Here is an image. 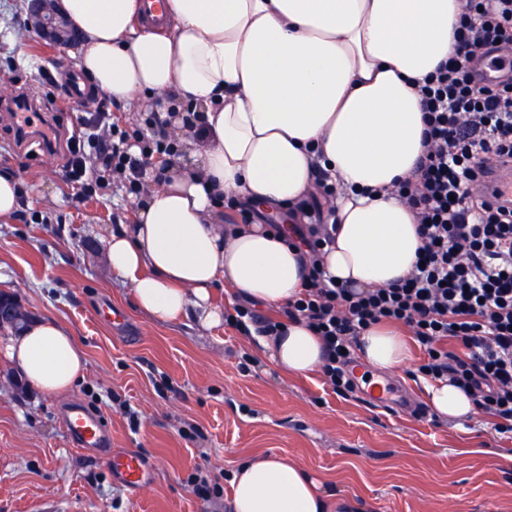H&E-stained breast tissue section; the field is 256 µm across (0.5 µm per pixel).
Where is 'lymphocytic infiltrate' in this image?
I'll return each instance as SVG.
<instances>
[{
    "label": "lymphocytic infiltrate",
    "mask_w": 512,
    "mask_h": 512,
    "mask_svg": "<svg viewBox=\"0 0 512 512\" xmlns=\"http://www.w3.org/2000/svg\"><path fill=\"white\" fill-rule=\"evenodd\" d=\"M427 149L395 191L413 208L420 262L387 288L355 292L321 267L335 225L320 208L293 230L309 256L305 289L287 317L306 320L325 344L322 372L334 389L350 391L348 367L360 333L392 321L408 326L428 359L424 379H448L476 410L512 435V200L485 188L495 171L512 166V0H465L455 26V51L417 87ZM102 98L66 142L67 182L85 192L126 174L129 193L153 154L176 155L164 122L150 113L132 131L112 123ZM461 348L453 353L445 341Z\"/></svg>",
    "instance_id": "1"
}]
</instances>
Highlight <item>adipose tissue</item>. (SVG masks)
<instances>
[{
	"label": "adipose tissue",
	"mask_w": 512,
	"mask_h": 512,
	"mask_svg": "<svg viewBox=\"0 0 512 512\" xmlns=\"http://www.w3.org/2000/svg\"><path fill=\"white\" fill-rule=\"evenodd\" d=\"M461 0H166L167 24L143 26L140 0H62L83 37L78 68L93 96L167 111L171 99L202 112L203 145L165 169L146 167L135 221L110 233L105 259L138 310L159 323L186 317L219 326L221 287L269 308L302 290L304 252L255 222L232 232L219 196L300 223L295 208L319 175L340 188L324 205L336 226L323 256L347 287L385 288L412 269L421 240L410 207L395 196L424 150L412 83L454 51ZM283 375L310 376L323 344L299 319L279 335L254 336ZM357 354L390 372L412 358L398 325L358 338ZM41 393L64 396L86 360L70 330L28 322L0 348ZM437 417L457 421L474 405L448 381L424 386ZM233 512H335L338 497L274 453L237 466Z\"/></svg>",
	"instance_id": "1"
}]
</instances>
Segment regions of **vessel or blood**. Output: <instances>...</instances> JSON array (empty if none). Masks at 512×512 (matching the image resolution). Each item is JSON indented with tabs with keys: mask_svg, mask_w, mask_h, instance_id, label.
I'll return each mask as SVG.
<instances>
[{
	"mask_svg": "<svg viewBox=\"0 0 512 512\" xmlns=\"http://www.w3.org/2000/svg\"><path fill=\"white\" fill-rule=\"evenodd\" d=\"M363 394L371 405L379 408L404 409L408 406L401 389L395 384L371 383L364 388ZM67 420L72 441L77 447L102 449L105 464L127 485L139 487L145 484L143 460L134 453L113 450L112 438L103 433L96 414L75 404L70 407Z\"/></svg>",
	"mask_w": 512,
	"mask_h": 512,
	"instance_id": "obj_1",
	"label": "vessel or blood"
}]
</instances>
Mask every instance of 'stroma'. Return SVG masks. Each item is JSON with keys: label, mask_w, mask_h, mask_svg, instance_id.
Masks as SVG:
<instances>
[{"label": "stroma", "mask_w": 512, "mask_h": 512, "mask_svg": "<svg viewBox=\"0 0 512 512\" xmlns=\"http://www.w3.org/2000/svg\"><path fill=\"white\" fill-rule=\"evenodd\" d=\"M30 0H0V68L15 86L39 88L41 69L76 74L78 50L50 44L20 18ZM0 118V166L14 169L31 213L48 224L0 223V291L35 318L64 324L86 375L66 396L30 390L0 360V512H232L229 495L198 498L194 467L211 477L257 453L288 456L349 512H512V439L475 413L461 423L386 412L360 392L334 391L323 374L285 377L251 339L193 318L160 324L137 310L104 259V240L133 221L122 181L86 198L63 178L65 150L16 144ZM100 414L115 448L143 458L141 490L99 453L76 448L64 410Z\"/></svg>", "instance_id": "1"}]
</instances>
